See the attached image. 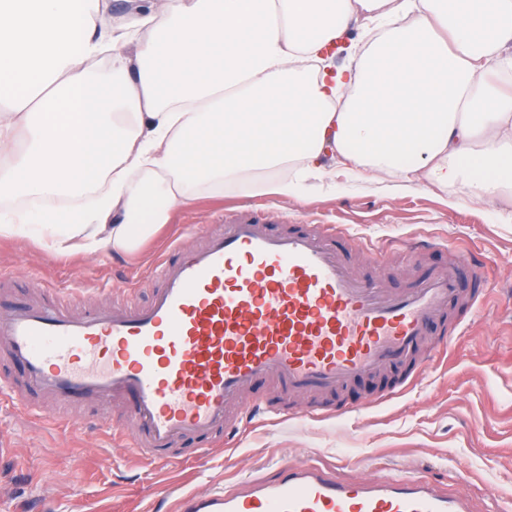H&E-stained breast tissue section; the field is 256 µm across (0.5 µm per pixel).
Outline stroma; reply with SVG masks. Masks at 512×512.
Returning a JSON list of instances; mask_svg holds the SVG:
<instances>
[{
	"mask_svg": "<svg viewBox=\"0 0 512 512\" xmlns=\"http://www.w3.org/2000/svg\"><path fill=\"white\" fill-rule=\"evenodd\" d=\"M241 217L270 218L280 230L299 222L345 225L355 273L392 291L446 267L452 252L483 257L495 295L470 307L471 280L461 271L463 298L449 311L460 326L438 357V333L429 332L414 382L398 367L322 394L341 411L325 421L302 415L308 396L284 397L286 414L253 419L229 446L201 457L184 449L172 462H139L107 429L106 418H120L119 405L80 401L59 410L43 401L28 417L0 400V512L30 500L38 512H166L183 492L275 479L284 461L332 463L340 479L421 475L449 493H467L475 512H496L497 502L512 500V187L488 196L466 180L440 187L336 169L302 180L294 196L175 206L168 224L125 255L60 256L0 238V293L34 297L49 286L74 316L112 297L141 304L159 258ZM369 244L381 247L380 257L366 253Z\"/></svg>",
	"mask_w": 512,
	"mask_h": 512,
	"instance_id": "obj_1",
	"label": "stroma"
}]
</instances>
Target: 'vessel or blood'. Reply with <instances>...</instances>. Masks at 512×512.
Wrapping results in <instances>:
<instances>
[{"mask_svg": "<svg viewBox=\"0 0 512 512\" xmlns=\"http://www.w3.org/2000/svg\"><path fill=\"white\" fill-rule=\"evenodd\" d=\"M342 227L296 224L281 232L244 219L206 234L197 247L155 266L150 301L120 309L102 303L76 318L40 299H0V349L23 372L17 388L0 381L15 410L30 395L65 405L122 401V432L137 458L197 441L210 450L232 428L279 406L237 402L272 381L284 393L333 392L389 364L414 358L431 322L459 297L468 268L477 294L489 291L485 264L455 254L447 268L393 292L357 277ZM172 512H473L467 496L422 476L341 480L317 464L279 467L275 481L253 478L189 491Z\"/></svg>", "mask_w": 512, "mask_h": 512, "instance_id": "b4317fda", "label": "vessel or blood"}]
</instances>
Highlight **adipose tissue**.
Here are the masks:
<instances>
[{
    "mask_svg": "<svg viewBox=\"0 0 512 512\" xmlns=\"http://www.w3.org/2000/svg\"><path fill=\"white\" fill-rule=\"evenodd\" d=\"M106 10L0 0V237L129 252L177 204L295 193L268 177L294 159L512 185V0H170L116 34Z\"/></svg>",
    "mask_w": 512,
    "mask_h": 512,
    "instance_id": "obj_1",
    "label": "adipose tissue"
}]
</instances>
